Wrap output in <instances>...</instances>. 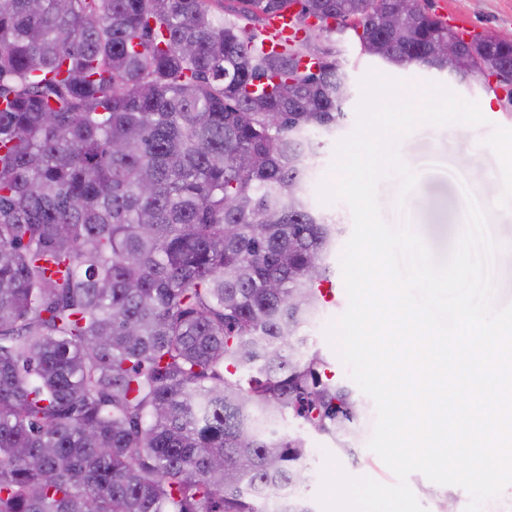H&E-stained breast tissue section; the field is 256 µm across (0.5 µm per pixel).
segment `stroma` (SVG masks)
Segmentation results:
<instances>
[{
    "instance_id": "1",
    "label": "stroma",
    "mask_w": 512,
    "mask_h": 512,
    "mask_svg": "<svg viewBox=\"0 0 512 512\" xmlns=\"http://www.w3.org/2000/svg\"><path fill=\"white\" fill-rule=\"evenodd\" d=\"M427 8L456 27L487 34L512 33V0H429ZM323 44L336 55L346 71L351 97L343 107L342 128L319 137L321 148L307 189L312 207L335 217L346 231H353V216L348 205L342 201L321 205L317 188L328 173L335 144L355 126L359 80L368 70L405 80L443 83L464 99L477 102L486 122L474 127L421 125L406 136L399 145V153L416 174V186L407 196L404 208L399 209L395 206L400 188L398 179L390 177L381 181L377 187L381 215L391 226L408 224L434 258L445 261L462 232L460 219L465 204L462 182L471 173H478L477 190L488 201V233L503 246L492 265L496 281L493 302L499 307L512 304V206L506 201L512 193V103L487 94L478 80L462 83L447 73L423 66L413 64L399 68L363 55L357 36L350 30L325 35ZM343 311V306L324 304L304 333L308 347L327 358L331 375L348 385L352 379L325 336L328 321ZM364 404L366 415L356 428L355 451L350 455L339 451L330 437L303 428L296 418L289 416L283 421L282 432L301 433L310 450L306 460L308 479L302 488L309 506L317 504L320 470L328 451L335 453L350 475L367 476L385 485L395 483L394 473L368 446L377 414L372 399H365ZM408 484L426 512H439L440 502L448 498L454 501V512H465L470 501L464 488L434 483L419 472L409 475Z\"/></svg>"
}]
</instances>
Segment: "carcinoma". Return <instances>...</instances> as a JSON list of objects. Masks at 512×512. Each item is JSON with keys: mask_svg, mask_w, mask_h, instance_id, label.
<instances>
[{"mask_svg": "<svg viewBox=\"0 0 512 512\" xmlns=\"http://www.w3.org/2000/svg\"><path fill=\"white\" fill-rule=\"evenodd\" d=\"M0 0V512H312L289 411L354 453V391L306 350L344 229L312 160L346 74L308 51L512 74L401 0ZM291 11L280 52L248 28Z\"/></svg>", "mask_w": 512, "mask_h": 512, "instance_id": "carcinoma-1", "label": "carcinoma"}]
</instances>
